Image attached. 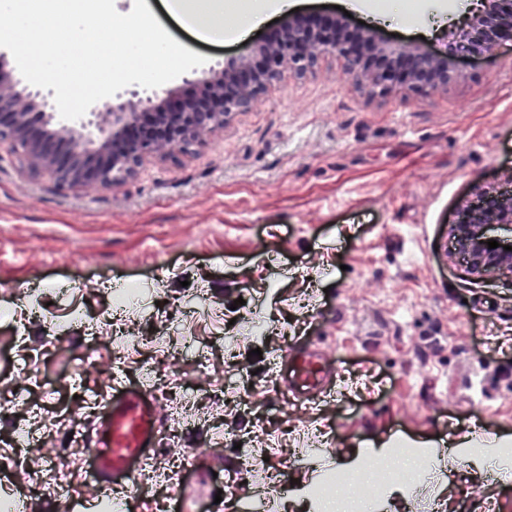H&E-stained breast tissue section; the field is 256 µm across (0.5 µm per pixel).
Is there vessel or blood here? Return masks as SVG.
I'll list each match as a JSON object with an SVG mask.
<instances>
[{
	"mask_svg": "<svg viewBox=\"0 0 512 512\" xmlns=\"http://www.w3.org/2000/svg\"><path fill=\"white\" fill-rule=\"evenodd\" d=\"M105 421L91 443V465L99 481L135 493L132 479L156 448L158 408L154 396L134 381H116L106 393Z\"/></svg>",
	"mask_w": 512,
	"mask_h": 512,
	"instance_id": "b4317fda",
	"label": "vessel or blood"
}]
</instances>
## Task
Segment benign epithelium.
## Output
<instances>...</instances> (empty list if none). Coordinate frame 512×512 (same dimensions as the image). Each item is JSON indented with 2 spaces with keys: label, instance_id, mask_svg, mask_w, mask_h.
Here are the masks:
<instances>
[{
  "label": "benign epithelium",
  "instance_id": "benign-epithelium-1",
  "mask_svg": "<svg viewBox=\"0 0 512 512\" xmlns=\"http://www.w3.org/2000/svg\"><path fill=\"white\" fill-rule=\"evenodd\" d=\"M503 2L512 7V0H483L484 9L458 26L452 41L459 52H491L495 39H512V22L504 23L498 8ZM327 53L343 59L345 74L355 82L384 93L446 90L458 78L445 55L392 50L372 35L356 37L340 22L300 25L290 20L275 40L232 65L205 72L200 82L209 93L201 101L164 99L138 86L130 90L140 97L138 106L118 94L93 104L81 118L61 123L54 120L53 90L30 84L21 93L0 77V147L16 156L24 172L45 176L60 189H111L133 177L146 160L186 153L223 130L251 110L284 71L312 72ZM495 228L504 235L491 234ZM448 237V257L462 261L468 276L512 278V251L504 250L512 246V190H479L477 202L460 206ZM490 240L499 247L488 248Z\"/></svg>",
  "mask_w": 512,
  "mask_h": 512
}]
</instances>
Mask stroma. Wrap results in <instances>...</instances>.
Segmentation results:
<instances>
[{
	"label": "stroma",
	"mask_w": 512,
	"mask_h": 512,
	"mask_svg": "<svg viewBox=\"0 0 512 512\" xmlns=\"http://www.w3.org/2000/svg\"><path fill=\"white\" fill-rule=\"evenodd\" d=\"M245 37H200L165 0H146L180 45L219 68L275 39L283 22L339 20L395 49L443 51L476 0H292ZM444 92L387 95L354 85L326 55L312 73H284L249 112L188 153L147 160L112 189L60 190L22 172L0 148V393L23 389L37 355L54 393L71 388L84 312L111 319L94 341L86 386L108 390L153 365L170 393L193 387L182 426L158 407L159 464L197 448L180 512H208L199 491L216 471L237 479L233 512H317L337 472L364 473L368 449L409 462L424 449V479L386 487L347 512H512V352L486 347L489 324L512 328V279L475 280L446 257L448 226L478 189L512 175V41L452 57ZM136 298L109 313L114 283ZM58 327L28 319L31 298ZM167 335L152 345V336ZM141 338L121 349L119 337ZM261 356H254V349ZM297 353L322 356L330 393L302 398L278 378ZM222 424L224 436L209 431ZM37 434L13 475L53 458L57 435L39 410L0 414V452L17 425ZM275 447L262 448L265 437ZM310 449L299 457L298 449ZM279 474L263 494L255 467ZM98 484L79 498L34 497L37 512H103Z\"/></svg>",
	"instance_id": "35a3bbf8"
}]
</instances>
